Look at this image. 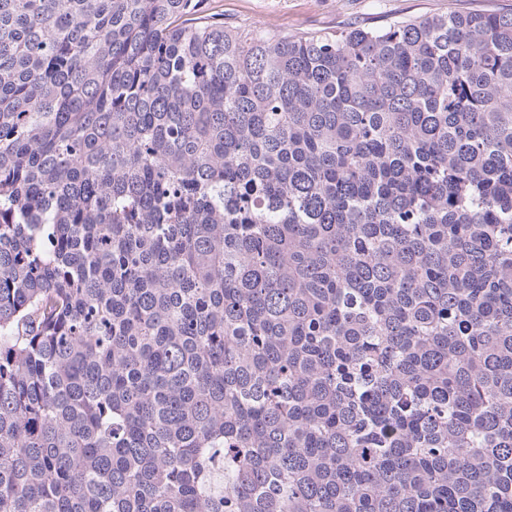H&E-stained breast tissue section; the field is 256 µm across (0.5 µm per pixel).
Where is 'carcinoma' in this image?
Returning a JSON list of instances; mask_svg holds the SVG:
<instances>
[{"instance_id":"cac0c4a2","label":"carcinoma","mask_w":512,"mask_h":512,"mask_svg":"<svg viewBox=\"0 0 512 512\" xmlns=\"http://www.w3.org/2000/svg\"><path fill=\"white\" fill-rule=\"evenodd\" d=\"M0 512H512V13L0 0ZM200 9L234 27H272L297 34L350 24L373 25L383 16H419L454 9L512 13V0H205Z\"/></svg>"}]
</instances>
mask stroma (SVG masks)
Returning <instances> with one entry per match:
<instances>
[{
    "mask_svg": "<svg viewBox=\"0 0 512 512\" xmlns=\"http://www.w3.org/2000/svg\"><path fill=\"white\" fill-rule=\"evenodd\" d=\"M200 9L235 27H272L296 34L371 25L387 15L419 16L454 9L512 13V0H202Z\"/></svg>",
    "mask_w": 512,
    "mask_h": 512,
    "instance_id": "1",
    "label": "stroma"
}]
</instances>
